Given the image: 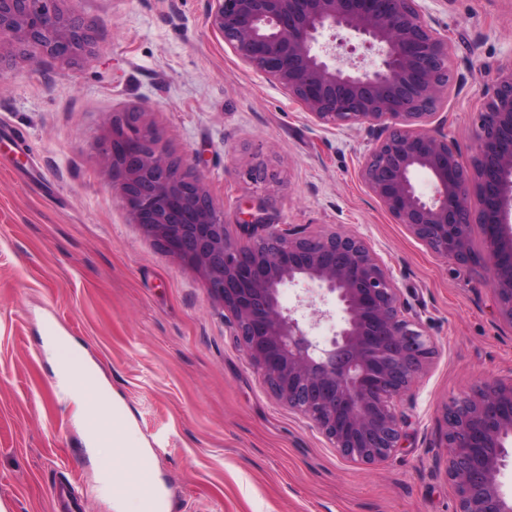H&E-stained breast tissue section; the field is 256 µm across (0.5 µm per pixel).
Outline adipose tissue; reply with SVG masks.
<instances>
[{
	"mask_svg": "<svg viewBox=\"0 0 512 512\" xmlns=\"http://www.w3.org/2000/svg\"><path fill=\"white\" fill-rule=\"evenodd\" d=\"M47 353L56 363L63 396L81 401L80 422L88 446L111 449L113 459L120 461V468L107 473L105 481L112 485L116 499L125 500L132 489L129 482L130 467L139 453L138 447L131 443L127 428L113 425L108 410L92 397L85 378L89 366L81 360L70 343L64 340L60 344L49 345Z\"/></svg>",
	"mask_w": 512,
	"mask_h": 512,
	"instance_id": "adipose-tissue-1",
	"label": "adipose tissue"
}]
</instances>
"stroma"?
Masks as SVG:
<instances>
[{
    "label": "stroma",
    "instance_id": "obj_1",
    "mask_svg": "<svg viewBox=\"0 0 512 512\" xmlns=\"http://www.w3.org/2000/svg\"><path fill=\"white\" fill-rule=\"evenodd\" d=\"M448 41L452 93L438 112L463 156L479 93L512 61V0H422ZM93 22L94 54L29 61L0 49V503L115 512L60 399L46 346L73 338L95 367L97 401L165 497L164 512H456L445 474L444 406L512 377V324L482 267L431 251L395 223L360 176L367 126L315 122L242 62L207 22L208 0H65ZM237 223L259 201L274 223L363 236L391 268L406 316L436 353L398 402L405 436L378 465L342 458L269 392L201 274L132 224L100 144L131 107ZM264 162L263 187L245 170Z\"/></svg>",
    "mask_w": 512,
    "mask_h": 512
}]
</instances>
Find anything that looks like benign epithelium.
<instances>
[{"mask_svg":"<svg viewBox=\"0 0 512 512\" xmlns=\"http://www.w3.org/2000/svg\"><path fill=\"white\" fill-rule=\"evenodd\" d=\"M61 2L0 0V48L72 62L90 46L92 23ZM209 2L210 28L315 121L375 132L361 170L369 191L434 252L482 266L500 316L512 324V62L497 67L481 92L467 161L442 127L431 126L450 90V47L420 0ZM141 115L126 111L102 142L132 223L202 274L276 399L346 459H389L403 440L396 401L435 353L431 336L404 317L390 268L361 236L283 229L267 222L263 203L236 223L248 229L247 239L238 238L223 208ZM419 171L433 181L429 198L415 187ZM246 176L256 184L276 179L264 163ZM476 228L480 252L472 247ZM285 285L302 287L288 310L279 300ZM317 298L335 310L315 307ZM333 318V336L317 340L313 330ZM443 419L457 512H512L500 483L512 438V378L452 400Z\"/></svg>","mask_w":512,"mask_h":512,"instance_id":"obj_1","label":"benign epithelium"}]
</instances>
